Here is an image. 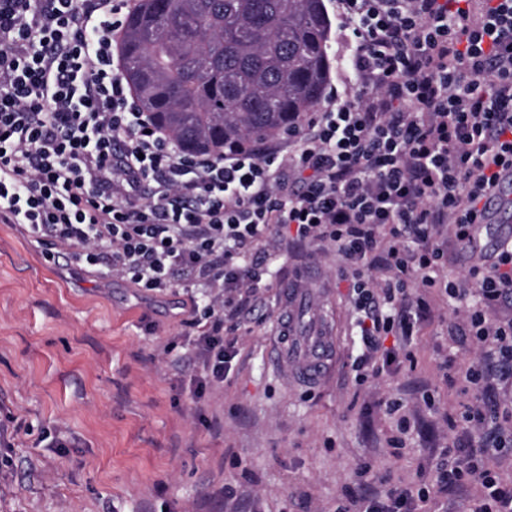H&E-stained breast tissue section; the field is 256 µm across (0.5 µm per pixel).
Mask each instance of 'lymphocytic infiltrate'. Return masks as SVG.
<instances>
[{
  "label": "lymphocytic infiltrate",
  "instance_id": "f902f5d3",
  "mask_svg": "<svg viewBox=\"0 0 512 512\" xmlns=\"http://www.w3.org/2000/svg\"><path fill=\"white\" fill-rule=\"evenodd\" d=\"M134 0H0V222L148 291L206 293L187 345L219 384L238 352L225 314L260 304L269 254L332 252L350 275L357 382L406 362L435 291L456 335L496 349L512 376V242L445 274V238L465 246L481 199L512 169V0H333L344 60L287 139L200 157L144 112L121 76ZM463 420L479 452L454 447L439 480L476 486L472 512H512L486 463L508 435L485 402Z\"/></svg>",
  "mask_w": 512,
  "mask_h": 512
}]
</instances>
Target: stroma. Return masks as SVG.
Instances as JSON below:
<instances>
[{"instance_id": "1", "label": "stroma", "mask_w": 512, "mask_h": 512, "mask_svg": "<svg viewBox=\"0 0 512 512\" xmlns=\"http://www.w3.org/2000/svg\"><path fill=\"white\" fill-rule=\"evenodd\" d=\"M301 268L337 332L330 372L289 381L271 325L243 327L228 377L197 398V362L167 348L192 332L188 294L89 272L0 223V512H336L391 487L428 488L423 512H469L434 472L466 436L460 415L475 397L465 375L480 357L449 340L451 307L414 338L416 368L359 385L335 255L274 260L266 295L278 301V283ZM390 401L411 421L399 451Z\"/></svg>"}]
</instances>
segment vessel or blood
I'll return each instance as SVG.
<instances>
[{
  "instance_id": "obj_1",
  "label": "vessel or blood",
  "mask_w": 512,
  "mask_h": 512,
  "mask_svg": "<svg viewBox=\"0 0 512 512\" xmlns=\"http://www.w3.org/2000/svg\"><path fill=\"white\" fill-rule=\"evenodd\" d=\"M480 207L484 218L476 225L470 245L476 259L491 254L501 239L512 238V172L501 175ZM282 298L290 320L282 339L275 342V361L286 377L308 385L317 383L330 369L335 332L322 321V306L313 291L286 287Z\"/></svg>"
}]
</instances>
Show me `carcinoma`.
Instances as JSON below:
<instances>
[{"label": "carcinoma", "mask_w": 512, "mask_h": 512, "mask_svg": "<svg viewBox=\"0 0 512 512\" xmlns=\"http://www.w3.org/2000/svg\"><path fill=\"white\" fill-rule=\"evenodd\" d=\"M331 29L323 0H137L123 75L185 153L240 150L319 104Z\"/></svg>", "instance_id": "carcinoma-1"}]
</instances>
